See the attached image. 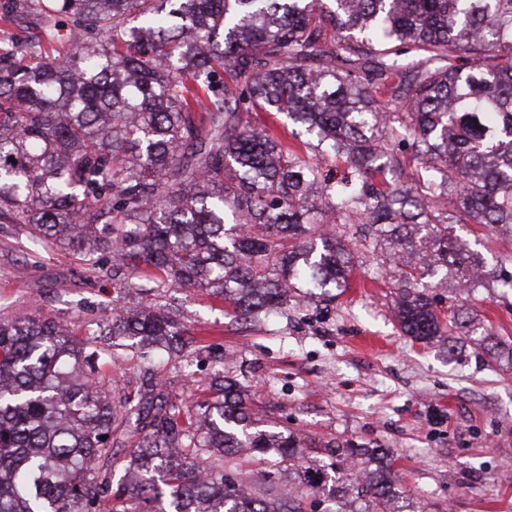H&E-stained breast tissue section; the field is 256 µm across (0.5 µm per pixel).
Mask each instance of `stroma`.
<instances>
[{"instance_id":"1","label":"stroma","mask_w":512,"mask_h":512,"mask_svg":"<svg viewBox=\"0 0 512 512\" xmlns=\"http://www.w3.org/2000/svg\"><path fill=\"white\" fill-rule=\"evenodd\" d=\"M351 287L329 303L243 321L197 288L168 290L192 342L147 364L100 326L118 296L108 254L52 247L25 224L0 223V321L50 318L98 337L113 398L164 381L187 403L212 396L217 372L246 386L260 428L298 431L306 444L387 449L400 486L440 512H512V291L434 290L440 317L477 312L489 335L417 341L394 314V283L355 246Z\"/></svg>"}]
</instances>
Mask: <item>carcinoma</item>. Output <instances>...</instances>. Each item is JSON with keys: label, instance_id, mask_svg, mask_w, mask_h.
I'll return each instance as SVG.
<instances>
[{"label": "carcinoma", "instance_id": "obj_1", "mask_svg": "<svg viewBox=\"0 0 512 512\" xmlns=\"http://www.w3.org/2000/svg\"><path fill=\"white\" fill-rule=\"evenodd\" d=\"M0 219L61 248L112 254L151 284L112 335L152 361L190 345L159 302L200 288L243 319L349 287L347 232L393 264L395 315L430 341L470 329L429 291L512 288L458 244L512 234V0H6L0 22ZM283 114L285 147L255 112ZM341 161L336 176L329 164ZM95 340L49 318L0 322V512H318L354 472L352 512H407L377 448L259 430L241 382L192 406L156 385L112 400ZM106 439H100V436ZM135 444L130 464L114 441ZM277 460L260 482L240 452ZM135 476L112 489L122 469ZM288 474L291 486L284 487Z\"/></svg>", "mask_w": 512, "mask_h": 512}]
</instances>
